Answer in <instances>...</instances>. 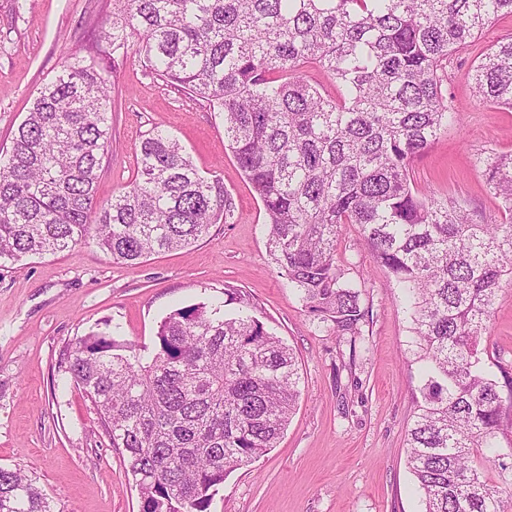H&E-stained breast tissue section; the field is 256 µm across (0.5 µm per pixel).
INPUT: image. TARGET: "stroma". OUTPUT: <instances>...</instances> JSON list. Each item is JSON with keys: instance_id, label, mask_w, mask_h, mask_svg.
I'll return each instance as SVG.
<instances>
[{"instance_id": "obj_1", "label": "stroma", "mask_w": 512, "mask_h": 512, "mask_svg": "<svg viewBox=\"0 0 512 512\" xmlns=\"http://www.w3.org/2000/svg\"><path fill=\"white\" fill-rule=\"evenodd\" d=\"M112 0H0V151L11 145L38 89L62 62L81 57ZM512 34V17L484 29L453 58L443 91L459 124L412 160L414 188L464 201L477 223L500 222L477 157L512 151V112L479 104L465 77L487 46ZM138 45L104 53L112 87V135L97 195L132 182L148 130L161 126L197 168L220 178L234 212L186 249L138 264L113 262L93 245L0 264V466L22 468L54 512H139L119 450L91 400L66 373V351L90 332L152 350L173 309L250 296L257 317L296 353L301 396L275 448L231 472L210 512H421L406 439L422 400L421 363L398 288L343 225L336 264L369 318L355 342L305 306L272 261L261 201L231 152L208 103L147 74ZM493 363L512 367V291L499 294L482 340Z\"/></svg>"}]
</instances>
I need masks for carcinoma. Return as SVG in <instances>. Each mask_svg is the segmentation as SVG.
I'll list each match as a JSON object with an SVG mask.
<instances>
[{
	"label": "carcinoma",
	"instance_id": "1",
	"mask_svg": "<svg viewBox=\"0 0 512 512\" xmlns=\"http://www.w3.org/2000/svg\"><path fill=\"white\" fill-rule=\"evenodd\" d=\"M512 0H112L97 43L137 38L142 67L206 99L261 200L269 253L306 307L339 336L368 311L336 265L357 224L402 292L429 373L408 430L424 512H512V374L485 366L481 339L512 286V152L478 160L502 221L415 190L410 162L460 123L442 92L453 54ZM98 52L62 62L0 155V260L95 244L117 263L184 249L231 218L156 126L135 180L106 202L98 172L112 130ZM332 78L330 96L308 70ZM477 100L512 111V35L467 71ZM66 372L96 406L140 495V512H209L227 475L275 447L300 396L298 359L249 295L161 321L147 356L107 332L78 339ZM0 512H53L35 479L0 467Z\"/></svg>",
	"mask_w": 512,
	"mask_h": 512
}]
</instances>
